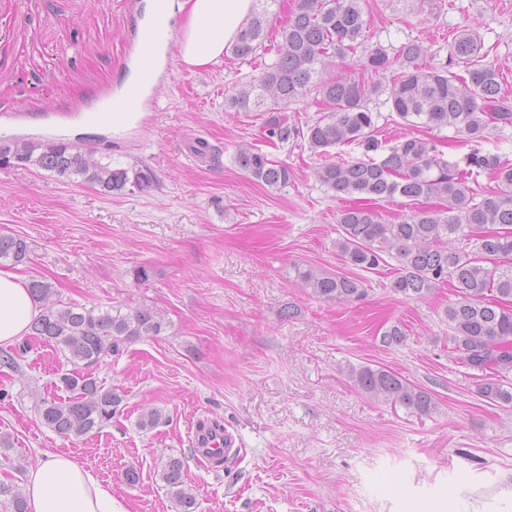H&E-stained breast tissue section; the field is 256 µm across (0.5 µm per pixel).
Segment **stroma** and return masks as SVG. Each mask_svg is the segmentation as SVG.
<instances>
[{
    "label": "stroma",
    "mask_w": 512,
    "mask_h": 512,
    "mask_svg": "<svg viewBox=\"0 0 512 512\" xmlns=\"http://www.w3.org/2000/svg\"><path fill=\"white\" fill-rule=\"evenodd\" d=\"M150 0H0V140L64 142L113 165H147V191L106 194L75 177L0 169V231L32 252L15 266L24 281L51 282L58 303L104 309L147 304L169 323L95 368L124 400L99 434L65 439L41 423L63 353L34 336L11 345L0 367V482L22 485L45 453H63L110 481L129 512H173L160 478L182 458L196 512H512V404L487 403L480 374L452 352L443 310L450 286L414 299L394 292L396 261L360 272L336 246L344 199L314 174L307 141L263 137L264 115L225 100L258 75L225 53L206 69L179 55L159 66L152 112L122 132L85 120L126 91L140 60L135 32ZM369 47L394 52L418 41L424 65L448 62L466 26L479 30L485 61L512 95V0H362ZM382 148L417 136L451 161L478 150L512 162V127L467 141L450 129L405 125L386 94L369 103ZM206 140L212 158L189 147ZM249 144L292 172L287 187L256 182L237 161ZM149 281H137L141 266ZM362 276L364 300L314 297L297 268ZM402 322L406 341L384 346ZM382 366L429 390L428 415L359 390L351 371ZM167 421L140 431L142 408ZM219 421L238 458L198 456V427ZM138 483L124 480L128 468Z\"/></svg>",
    "instance_id": "35a3bbf8"
}]
</instances>
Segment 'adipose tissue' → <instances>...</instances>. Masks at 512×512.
I'll return each mask as SVG.
<instances>
[{
    "mask_svg": "<svg viewBox=\"0 0 512 512\" xmlns=\"http://www.w3.org/2000/svg\"><path fill=\"white\" fill-rule=\"evenodd\" d=\"M255 0H153L151 20L169 29L176 11L187 20L180 41L182 60L206 68L230 47ZM40 313L38 302L18 275L0 270V346L19 340ZM24 493L28 512H129L112 485L93 469L63 454H45L28 468Z\"/></svg>",
    "mask_w": 512,
    "mask_h": 512,
    "instance_id": "ef3b65f1",
    "label": "adipose tissue"
}]
</instances>
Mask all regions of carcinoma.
Here are the masks:
<instances>
[{
  "label": "carcinoma",
  "mask_w": 512,
  "mask_h": 512,
  "mask_svg": "<svg viewBox=\"0 0 512 512\" xmlns=\"http://www.w3.org/2000/svg\"><path fill=\"white\" fill-rule=\"evenodd\" d=\"M276 2L256 0L249 22L232 45L237 59L251 60L264 48L270 7ZM278 37L273 61L228 98L235 109L266 113L264 127L270 140L300 137L320 156L336 145L355 142L368 152L378 150L372 138L378 114L368 107L376 87L348 76H323L328 59L360 48L364 67L372 73L398 66L388 101L408 124L450 128L469 140L482 138L490 127L512 126V99L502 93L498 70L481 63L484 44L474 28L455 38L448 65L428 69L419 63L426 53L420 43H405L392 57L380 47L366 46L361 0H294ZM310 95L325 113L302 129L289 122L285 110ZM15 155L23 159L24 169L35 167L66 179L78 176L106 193H119L129 186L145 191L154 184V174L146 166L114 168L63 142H0V168L12 167ZM237 162L266 186L284 188L291 180L286 165L250 146L238 148ZM464 163L462 167L451 162L434 144L412 137L390 147L380 159L326 160L315 175L339 196L373 202L397 195L412 201L438 200L437 205L413 210L391 224L367 207L347 208L339 219L338 247L348 262L365 270L376 271L386 258L396 259L399 268L392 288L408 297L424 298L451 284L456 300L444 315L453 350L466 365L483 372L479 395L512 404V388L504 379V374L512 372V164L479 152L467 155ZM483 174L493 177L495 186L480 194L474 184ZM30 252L26 239L0 232L1 261L23 264ZM297 276L323 301L350 304L365 294L364 283L357 277L329 276L312 269L299 270ZM27 288L42 303L30 326L32 335L56 345L71 364L58 377L68 397L40 399L39 418L61 437L97 433L117 413L122 396L105 387L91 367L128 343L161 335L168 322L146 305L125 311L64 306L53 300L55 290L43 280L33 279ZM405 340L397 324L381 338L387 346ZM352 378L363 392L398 402L420 415L436 407L432 393L383 367L365 366ZM162 420L161 410L148 407L139 415L137 426L149 431ZM160 477L175 512H194L196 497L185 485L184 462L167 458ZM0 496L10 497L13 512H27L21 489L0 483Z\"/></svg>",
  "instance_id": "carcinoma-1"
}]
</instances>
